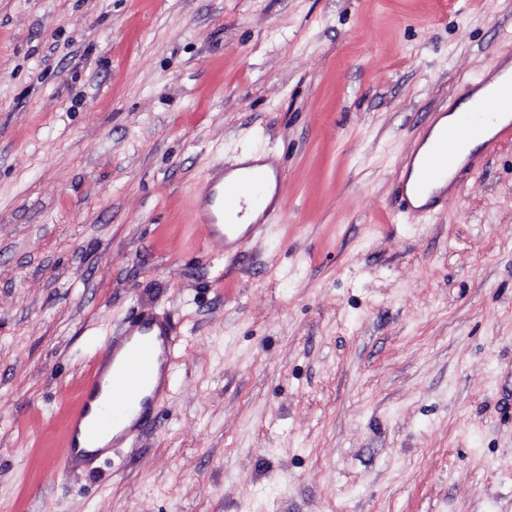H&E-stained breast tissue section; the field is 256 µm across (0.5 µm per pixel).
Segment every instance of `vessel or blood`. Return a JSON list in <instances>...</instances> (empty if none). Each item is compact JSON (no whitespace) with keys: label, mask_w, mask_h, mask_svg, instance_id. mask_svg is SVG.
Returning a JSON list of instances; mask_svg holds the SVG:
<instances>
[{"label":"vessel or blood","mask_w":512,"mask_h":512,"mask_svg":"<svg viewBox=\"0 0 512 512\" xmlns=\"http://www.w3.org/2000/svg\"><path fill=\"white\" fill-rule=\"evenodd\" d=\"M512 111V81L503 82L480 101L473 112L464 114L452 126L438 130L429 153L421 160L418 179L428 185L448 175V155L458 150L483 127L492 133L485 140V152L492 155L512 143V120L502 121V111ZM264 180L252 171L242 172L229 189H222L221 177L204 184L199 221L212 236L234 238L245 247L264 221L239 229L237 220L247 209L260 208ZM178 340L168 325L145 315L131 321L121 334L112 338L84 378L82 389L70 406L63 431L60 465L77 471L89 464L88 455L79 451L78 439L94 441L105 431H113V446L127 444L130 432L124 427L132 415H148L159 402V391L150 390L153 375H168Z\"/></svg>","instance_id":"vessel-or-blood-1"}]
</instances>
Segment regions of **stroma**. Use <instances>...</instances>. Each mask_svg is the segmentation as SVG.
Wrapping results in <instances>:
<instances>
[{
	"label": "stroma",
	"instance_id": "35a3bbf8",
	"mask_svg": "<svg viewBox=\"0 0 512 512\" xmlns=\"http://www.w3.org/2000/svg\"><path fill=\"white\" fill-rule=\"evenodd\" d=\"M512 0H0V512H512V145L398 208ZM285 171L241 251L193 207ZM178 338L154 425L67 472L84 373ZM443 184H439L434 187L429 193L417 198V205H415L412 196L407 192L405 184H403L401 197H400V205L401 211L407 215L408 217H416L419 214L424 212V207H419L428 204L433 200V197L438 195L440 190L443 188Z\"/></svg>",
	"mask_w": 512,
	"mask_h": 512
}]
</instances>
